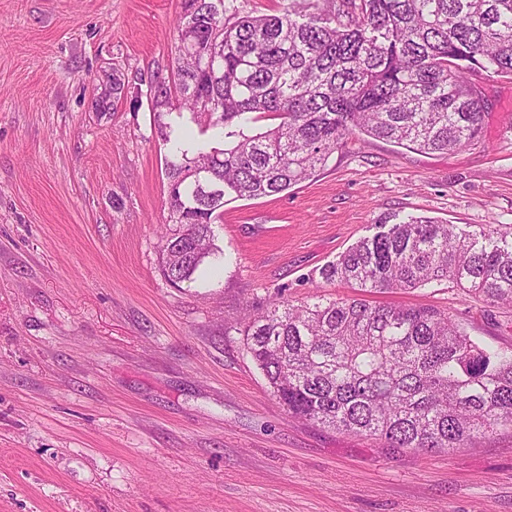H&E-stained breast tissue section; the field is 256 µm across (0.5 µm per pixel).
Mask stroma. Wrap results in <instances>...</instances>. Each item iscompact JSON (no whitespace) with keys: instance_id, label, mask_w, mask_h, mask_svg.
Segmentation results:
<instances>
[{"instance_id":"obj_1","label":"stroma","mask_w":512,"mask_h":512,"mask_svg":"<svg viewBox=\"0 0 512 512\" xmlns=\"http://www.w3.org/2000/svg\"><path fill=\"white\" fill-rule=\"evenodd\" d=\"M182 0H0V512H512V431L388 448L288 414L243 336L245 305L406 215L512 224V77L482 72L470 146L368 136L280 194L229 200L192 283L160 270L169 148L141 83L167 79ZM127 89L95 109L113 73ZM512 347V307L445 283L363 291Z\"/></svg>"}]
</instances>
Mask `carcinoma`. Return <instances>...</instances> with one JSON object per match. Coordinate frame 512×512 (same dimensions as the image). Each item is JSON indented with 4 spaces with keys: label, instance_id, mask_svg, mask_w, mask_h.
<instances>
[{
    "label": "carcinoma",
    "instance_id": "carcinoma-1",
    "mask_svg": "<svg viewBox=\"0 0 512 512\" xmlns=\"http://www.w3.org/2000/svg\"><path fill=\"white\" fill-rule=\"evenodd\" d=\"M176 30L189 55L146 90L156 133L171 141L163 117L186 111L224 147L166 161L174 228L160 252L175 286L217 254L225 198L280 194L356 133L466 147L484 120L469 76L512 75V0H288L261 16L238 0H183ZM124 90L113 77L97 111ZM245 120L264 125L250 133ZM375 228L319 268L321 282L380 292L448 282L512 307V224L410 216ZM243 333L271 394L299 419L430 453L512 430V350L473 340L445 312L322 295L295 305L279 291Z\"/></svg>",
    "mask_w": 512,
    "mask_h": 512
}]
</instances>
